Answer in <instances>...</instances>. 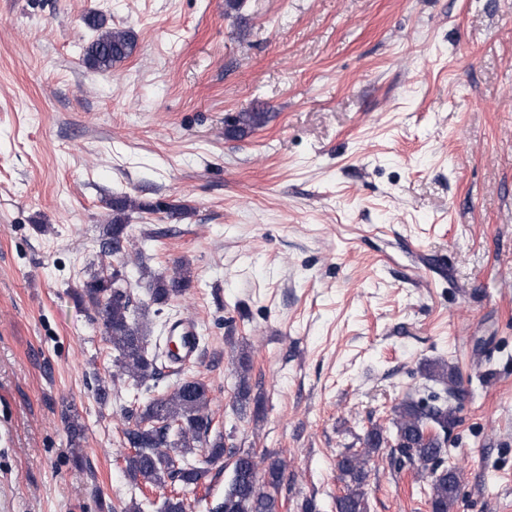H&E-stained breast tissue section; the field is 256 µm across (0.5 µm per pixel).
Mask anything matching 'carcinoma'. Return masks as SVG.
<instances>
[{"label":"carcinoma","mask_w":512,"mask_h":512,"mask_svg":"<svg viewBox=\"0 0 512 512\" xmlns=\"http://www.w3.org/2000/svg\"><path fill=\"white\" fill-rule=\"evenodd\" d=\"M84 23L99 32L84 50L83 63L87 68L106 71L132 54L135 48L132 32L103 30L104 23L93 12L84 17ZM266 118L265 112H239L227 121L226 133L245 137L263 125ZM132 209L152 211L155 206L138 202L127 194L112 198V224L102 252L116 258L121 269L134 262L152 303L166 305L190 287V271L183 264L175 265L170 275L148 270L143 253L133 250L127 231L126 212ZM80 299L94 310L106 341L116 352L112 361L115 374L136 386L158 380L162 375V358L170 357L171 351L149 347V330L135 318L138 305L130 289L123 287V281L110 271H91L83 281ZM422 370L429 379L442 385V393L433 394L432 405L407 398L394 407L392 425L399 453L395 461L400 467L406 463L417 466L418 473L428 480L431 512H453L462 477L457 469L443 466L447 448L441 434L454 423L448 402L457 398L462 380L457 370L445 362L426 363ZM250 372V359L240 357L236 405L240 414L250 411L257 417L262 412V403L253 394ZM209 403L207 384L192 378L179 380L172 390L145 403L123 408L127 422L123 435L125 445L130 448L124 457L127 477L136 485L143 483L158 488L168 483L196 486L207 477V465L227 455L232 459V477L224 501L215 512H280V495L293 479V475L286 474L285 461L274 453L259 456L233 445L228 447L222 434L210 437ZM62 419L72 439L79 438L82 426L73 406L65 407ZM384 442L383 429L375 425L366 432L363 448L339 455L337 468L344 493L336 498V512H368L364 485L371 461ZM197 447L206 449L205 465L180 464L184 454Z\"/></svg>","instance_id":"1"}]
</instances>
